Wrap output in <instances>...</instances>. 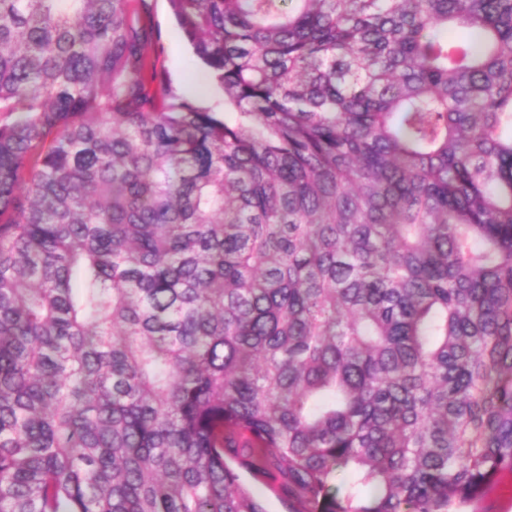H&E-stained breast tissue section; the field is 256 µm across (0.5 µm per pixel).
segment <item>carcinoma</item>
Instances as JSON below:
<instances>
[{"mask_svg": "<svg viewBox=\"0 0 512 512\" xmlns=\"http://www.w3.org/2000/svg\"><path fill=\"white\" fill-rule=\"evenodd\" d=\"M279 2L0 0V512L512 470V0ZM149 2L165 36L162 60L168 77L183 93L196 99L202 106L224 113V92L193 57L190 46L172 19L168 2Z\"/></svg>", "mask_w": 512, "mask_h": 512, "instance_id": "obj_1", "label": "carcinoma"}]
</instances>
